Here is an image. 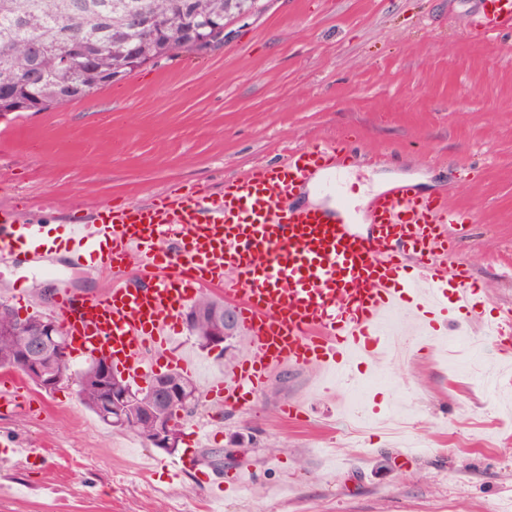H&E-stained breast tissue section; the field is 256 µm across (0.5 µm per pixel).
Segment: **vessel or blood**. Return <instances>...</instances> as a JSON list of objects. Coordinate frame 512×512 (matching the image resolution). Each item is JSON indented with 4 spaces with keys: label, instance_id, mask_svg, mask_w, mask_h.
Instances as JSON below:
<instances>
[{
    "label": "vessel or blood",
    "instance_id": "obj_1",
    "mask_svg": "<svg viewBox=\"0 0 512 512\" xmlns=\"http://www.w3.org/2000/svg\"><path fill=\"white\" fill-rule=\"evenodd\" d=\"M480 5L484 31L512 26V0ZM351 155L334 142L316 144L278 165H256L220 192L73 207L60 246L72 264L105 273L107 284L91 297L60 291L51 303L72 344L70 361L105 355L134 382L161 363L189 370L171 343L180 309L204 287L233 302L249 342L247 356L203 392L205 401L225 405L261 390L284 363L354 383L355 362L388 355L396 340L409 347L444 335L459 311L495 342L512 338V310L484 317L485 287L468 268L447 263V227L463 219L446 198L395 184L372 197L369 233L355 231L341 180ZM321 171L333 208L294 206ZM42 240V225L0 208V262L16 258L21 244L42 259ZM136 256L142 263L132 278Z\"/></svg>",
    "mask_w": 512,
    "mask_h": 512
}]
</instances>
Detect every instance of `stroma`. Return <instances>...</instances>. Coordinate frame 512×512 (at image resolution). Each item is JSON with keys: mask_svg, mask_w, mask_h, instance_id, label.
Listing matches in <instances>:
<instances>
[{"mask_svg": "<svg viewBox=\"0 0 512 512\" xmlns=\"http://www.w3.org/2000/svg\"><path fill=\"white\" fill-rule=\"evenodd\" d=\"M324 138L356 153V192L387 174L447 196L465 220L449 232V265L467 266L492 307H512V29L484 32L476 0H257L209 53L142 66L44 112H0V205L49 239L73 203L216 191ZM105 284L61 256L49 270L0 263V302L23 318L51 317L61 290L93 296ZM467 323L456 316L447 341ZM447 341L360 364L383 379L363 400L366 421L318 370L284 366L245 407L199 403L174 452L105 424L74 382L49 391L0 369L21 386L18 408L0 407V436L45 446L7 466L0 512H207L204 472L240 477L222 512H512V367L488 341L449 372ZM247 348L238 339L218 354L185 328L174 340L199 386ZM288 403L306 417H281ZM404 447L413 460L398 458ZM174 453L197 463L179 485L164 466Z\"/></svg>", "mask_w": 512, "mask_h": 512, "instance_id": "stroma-1", "label": "stroma"}]
</instances>
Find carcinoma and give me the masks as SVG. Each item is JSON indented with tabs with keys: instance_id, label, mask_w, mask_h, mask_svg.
I'll return each instance as SVG.
<instances>
[{
	"instance_id": "carcinoma-1",
	"label": "carcinoma",
	"mask_w": 512,
	"mask_h": 512,
	"mask_svg": "<svg viewBox=\"0 0 512 512\" xmlns=\"http://www.w3.org/2000/svg\"><path fill=\"white\" fill-rule=\"evenodd\" d=\"M255 0H0V87L13 88L18 100L1 104L0 112H43L54 105L88 97L112 83V71L118 55L111 51L115 43L127 38L118 29L117 11L127 4H143L160 21L148 35H132L133 46L143 64H157L174 54L209 50L190 42L188 28L198 15L239 16L252 9ZM38 40L49 51L35 60L29 43ZM76 47L85 63L64 70L61 55ZM41 72L53 79V86L30 78ZM199 309L195 337L202 341L211 328V312L223 303L208 296L193 301ZM37 329L36 318H20L17 313L0 317V367L17 365L23 336ZM102 360H89L76 378L82 403L96 415L112 379L102 380L98 368Z\"/></svg>"
}]
</instances>
